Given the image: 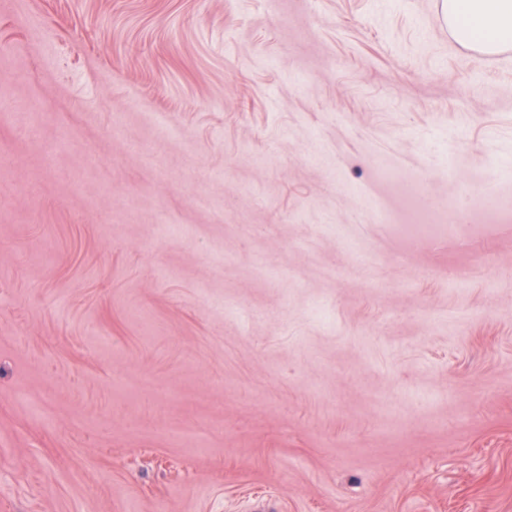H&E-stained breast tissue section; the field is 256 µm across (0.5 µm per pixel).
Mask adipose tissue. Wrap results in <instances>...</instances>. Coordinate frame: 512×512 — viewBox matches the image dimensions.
I'll use <instances>...</instances> for the list:
<instances>
[{
    "label": "adipose tissue",
    "instance_id": "adipose-tissue-1",
    "mask_svg": "<svg viewBox=\"0 0 512 512\" xmlns=\"http://www.w3.org/2000/svg\"><path fill=\"white\" fill-rule=\"evenodd\" d=\"M443 12L463 44L485 53L512 47V0H443Z\"/></svg>",
    "mask_w": 512,
    "mask_h": 512
}]
</instances>
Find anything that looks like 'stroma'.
Returning <instances> with one entry per match:
<instances>
[{"mask_svg":"<svg viewBox=\"0 0 512 512\" xmlns=\"http://www.w3.org/2000/svg\"><path fill=\"white\" fill-rule=\"evenodd\" d=\"M441 2L0 0V512H512V54ZM406 195L409 215L401 224L407 226V233L415 239L448 232L447 203L427 198L423 190L422 179L407 184ZM480 213L490 221L498 223H511L512 201H504L493 194H480L478 197Z\"/></svg>","mask_w":512,"mask_h":512,"instance_id":"1","label":"stroma"}]
</instances>
